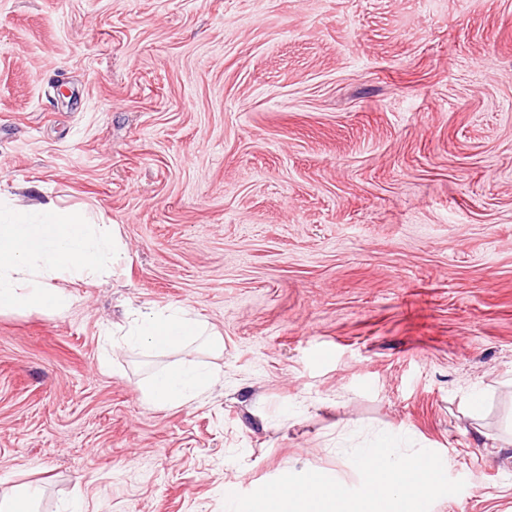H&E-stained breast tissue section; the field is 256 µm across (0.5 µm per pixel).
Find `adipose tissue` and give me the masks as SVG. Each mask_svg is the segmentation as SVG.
Returning <instances> with one entry per match:
<instances>
[{
	"label": "adipose tissue",
	"mask_w": 512,
	"mask_h": 512,
	"mask_svg": "<svg viewBox=\"0 0 512 512\" xmlns=\"http://www.w3.org/2000/svg\"><path fill=\"white\" fill-rule=\"evenodd\" d=\"M127 260L118 225L45 198L29 207L0 197V314L64 312L69 303L55 280L93 283ZM204 323L181 307L136 310L120 343L150 352L185 348L207 335ZM209 374L185 360L155 372L140 385L144 401L165 409L192 400Z\"/></svg>",
	"instance_id": "ef3b65f1"
}]
</instances>
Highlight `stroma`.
Masks as SVG:
<instances>
[{
	"instance_id": "stroma-1",
	"label": "stroma",
	"mask_w": 512,
	"mask_h": 512,
	"mask_svg": "<svg viewBox=\"0 0 512 512\" xmlns=\"http://www.w3.org/2000/svg\"><path fill=\"white\" fill-rule=\"evenodd\" d=\"M29 183L128 251L0 315V477L39 512L354 484L394 427L465 482L430 512H512V0H0V192ZM169 306L222 348L158 409L178 353L107 334ZM210 384L209 374L193 360L166 366L139 386L144 401L165 409L182 406L200 394Z\"/></svg>"
}]
</instances>
